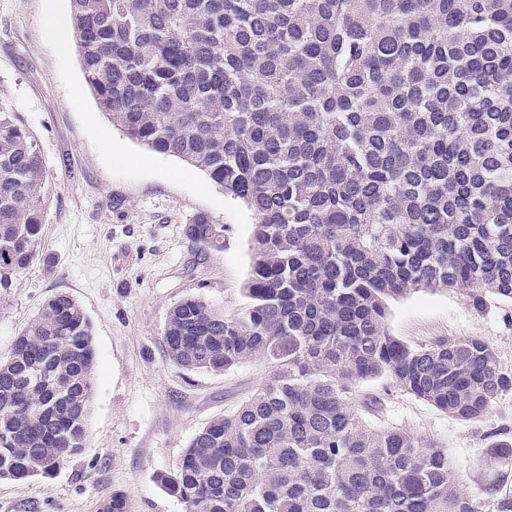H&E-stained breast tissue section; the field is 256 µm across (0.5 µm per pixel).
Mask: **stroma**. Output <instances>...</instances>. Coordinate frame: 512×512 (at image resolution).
<instances>
[{
    "label": "stroma",
    "mask_w": 512,
    "mask_h": 512,
    "mask_svg": "<svg viewBox=\"0 0 512 512\" xmlns=\"http://www.w3.org/2000/svg\"><path fill=\"white\" fill-rule=\"evenodd\" d=\"M69 0H0V99L37 138L49 199L37 255L0 304V358L51 296L64 293L94 328L95 393L84 450L48 477L0 478V512H102L112 494L126 512H185L157 480L173 472L192 438L257 394L271 369L256 360L187 371L168 359L171 309L202 298L234 316L247 305L254 216L201 171L148 150L113 127L85 86ZM199 214L224 227V246L201 248L185 226ZM387 327L414 346L481 336L512 372V301L488 295L484 310L454 291L418 290L392 301ZM374 396L377 427L399 426L446 444L451 478L476 496L512 468L488 450L512 436V391L479 422L458 420L385 378L356 384Z\"/></svg>",
    "instance_id": "1"
}]
</instances>
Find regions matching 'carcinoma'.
<instances>
[{
  "mask_svg": "<svg viewBox=\"0 0 512 512\" xmlns=\"http://www.w3.org/2000/svg\"><path fill=\"white\" fill-rule=\"evenodd\" d=\"M87 86L112 125L180 158L255 219L246 308L190 297L164 344L184 370L270 364L191 440L164 487L186 512H479L443 443L375 427L354 385L477 422L512 390L487 339L413 347L389 302L512 300V0H70ZM40 144L0 100V300L36 256ZM224 244L207 215L186 225ZM92 324L60 293L0 360V478L57 471L87 439ZM512 512L500 485L484 489Z\"/></svg>",
  "mask_w": 512,
  "mask_h": 512,
  "instance_id": "cac0c4a2",
  "label": "carcinoma"
}]
</instances>
